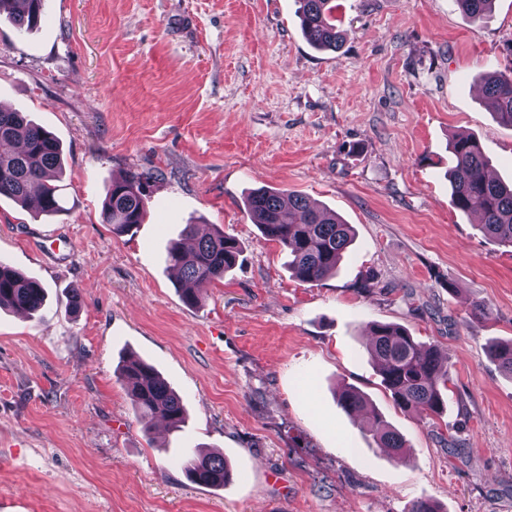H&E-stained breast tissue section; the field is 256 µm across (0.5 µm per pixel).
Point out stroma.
<instances>
[{"instance_id": "stroma-1", "label": "stroma", "mask_w": 512, "mask_h": 512, "mask_svg": "<svg viewBox=\"0 0 512 512\" xmlns=\"http://www.w3.org/2000/svg\"><path fill=\"white\" fill-rule=\"evenodd\" d=\"M339 2L336 53L307 41L297 0H46L24 34L0 16V105L56 135L68 200L45 220L0 198V260L48 292L41 316L0 311V512H512V376L489 352L512 339V250L450 207L446 175L464 134L512 180V127L476 80L512 64V0L481 22L456 0ZM129 171L150 177L147 213L116 234L102 205ZM259 188L353 225L336 273L292 275L247 211ZM187 224L241 246L195 306L166 261ZM374 323L448 361L443 414L395 405ZM129 355L180 395L181 430L139 420ZM345 386L403 457L338 405ZM193 450L242 480L187 482ZM368 432L378 442L379 448H386L398 454L401 448L407 447L406 439L397 431L390 428L378 415H373Z\"/></svg>"}]
</instances>
